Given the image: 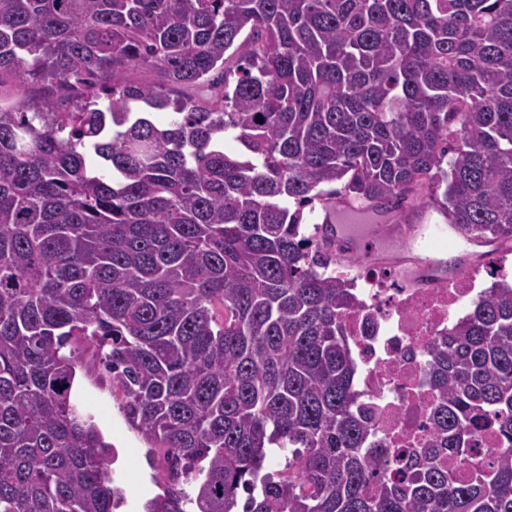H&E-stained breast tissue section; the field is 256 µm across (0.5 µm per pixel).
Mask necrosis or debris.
Returning <instances> with one entry per match:
<instances>
[{"instance_id":"obj_1","label":"necrosis or debris","mask_w":512,"mask_h":512,"mask_svg":"<svg viewBox=\"0 0 512 512\" xmlns=\"http://www.w3.org/2000/svg\"><path fill=\"white\" fill-rule=\"evenodd\" d=\"M486 289L485 277L473 269L418 288L407 287L391 264L373 267L362 278L357 305L346 316L359 364L358 404L370 418L376 443L392 449L400 467L413 462L430 433L428 410L436 395L428 383L429 343ZM501 446L497 430L480 425L469 439L471 468L481 467ZM471 468L448 462L449 472L460 479Z\"/></svg>"}]
</instances>
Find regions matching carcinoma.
I'll return each instance as SVG.
<instances>
[{
  "mask_svg": "<svg viewBox=\"0 0 512 512\" xmlns=\"http://www.w3.org/2000/svg\"><path fill=\"white\" fill-rule=\"evenodd\" d=\"M422 185L512 241V0H0V512H114L92 366L161 456L145 512H512V447L442 462L512 444V284L430 342L429 444L388 476L351 281L302 233ZM467 454L473 466L460 468L455 459H447L449 472L459 479L468 477L474 468H480L498 448H505L494 426L482 424L469 438Z\"/></svg>",
  "mask_w": 512,
  "mask_h": 512,
  "instance_id": "cac0c4a2",
  "label": "carcinoma"
}]
</instances>
